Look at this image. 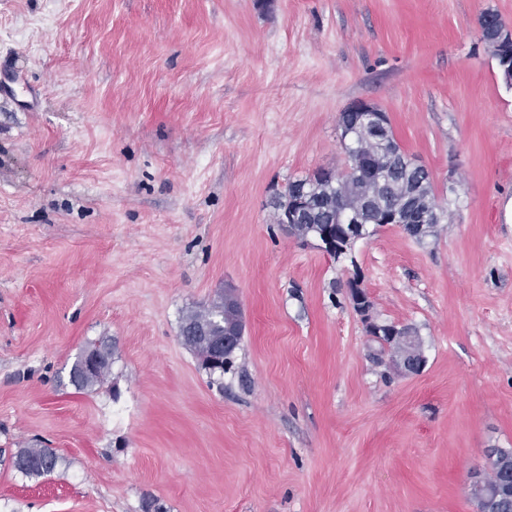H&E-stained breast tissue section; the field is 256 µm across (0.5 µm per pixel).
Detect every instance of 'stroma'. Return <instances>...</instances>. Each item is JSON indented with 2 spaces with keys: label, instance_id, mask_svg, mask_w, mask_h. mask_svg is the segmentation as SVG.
<instances>
[{
  "label": "stroma",
  "instance_id": "35a3bbf8",
  "mask_svg": "<svg viewBox=\"0 0 512 512\" xmlns=\"http://www.w3.org/2000/svg\"><path fill=\"white\" fill-rule=\"evenodd\" d=\"M512 0H0V512H476L512 448V88L479 19ZM389 116L442 219L327 255L271 198ZM377 322L414 328L398 374ZM245 322L209 375L182 320ZM94 392L69 371L102 338ZM61 461L15 470L29 443ZM341 113L346 117H360L362 130L379 140L388 135V116L375 105L367 101H356L346 107ZM224 298L226 299V306L237 311L236 326L232 330H225L223 340L219 341L215 347V353L218 355H224L225 359L228 354H231L236 350L238 336L243 334L244 331L241 304L238 296L233 291L225 290L224 294L219 296V299L216 302H213L206 309L196 311L187 316L181 327L182 337L183 331L186 327L203 324L208 328L209 336H194L189 341H185L184 338L183 340L197 355L202 367H204V369H208L210 372H215L216 370L224 372V365L229 363L223 362L221 365H207L209 356L212 354V342L220 338V336L214 335V323L222 316L224 317V322L235 317L233 312L224 308ZM88 353H96L104 358V362L94 368H84V357ZM112 365V346L108 343L93 345L78 356L69 372V381L78 391H88L104 382L107 373ZM60 457L48 446L32 444L19 448L12 457L13 467L30 477H43L53 474L59 465Z\"/></svg>",
  "mask_w": 512,
  "mask_h": 512
}]
</instances>
